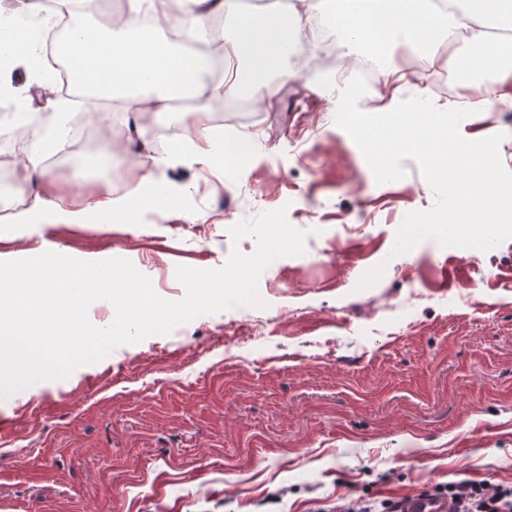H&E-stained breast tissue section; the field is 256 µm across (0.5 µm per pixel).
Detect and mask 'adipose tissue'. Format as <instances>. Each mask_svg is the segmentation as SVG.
Here are the masks:
<instances>
[{"instance_id":"1","label":"adipose tissue","mask_w":512,"mask_h":512,"mask_svg":"<svg viewBox=\"0 0 512 512\" xmlns=\"http://www.w3.org/2000/svg\"><path fill=\"white\" fill-rule=\"evenodd\" d=\"M451 2L452 10L444 12L432 6L430 0H335V19L348 38L376 55L398 47L431 50L441 33L452 27L462 30L465 40L475 48L464 58L463 69L484 75L512 59V37L497 35L498 30H512V0ZM238 17L232 37L221 46L218 57L224 69L216 77L211 74V56L170 41L162 29H141L137 16H128L120 26L104 30L76 24L69 43L94 39L109 57L107 64L91 71L87 88L93 95L123 98L134 116L165 102L192 100V108L181 115L183 125L192 134L164 156L143 148L141 173L128 196L107 193L77 202L59 191L40 159L44 153L67 151L64 127L40 132L41 153L28 156L25 165L22 191L29 205L15 215V223L118 221L156 204V174L171 159L219 170L235 162L244 147L243 137L229 134L214 138L197 128L194 113L206 111L212 100L229 93L254 96L261 77L287 55L300 34L298 26L284 24L272 14ZM17 29L16 23L0 20V49L10 52L13 65L24 68L40 89L52 90L54 83L47 68L38 66L35 47L14 50ZM479 109V104L465 101L451 111L418 106L404 111L349 112L345 118L375 157L399 150H422L433 178L464 187L457 196L451 224H466L467 239H491L502 230L497 222L499 214L512 210V197L504 198L496 189V148L490 142L476 145L453 134L458 113Z\"/></svg>"}]
</instances>
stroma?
I'll list each match as a JSON object with an SVG mask.
<instances>
[{
  "label": "stroma",
  "instance_id": "35a3bbf8",
  "mask_svg": "<svg viewBox=\"0 0 512 512\" xmlns=\"http://www.w3.org/2000/svg\"><path fill=\"white\" fill-rule=\"evenodd\" d=\"M336 43L286 57L259 97H224L213 132L247 136L252 160L220 182L163 169L166 217L0 234L6 261L130 260L168 300L185 294L177 266L255 251L229 235L240 221L284 206L308 234L304 254L262 272L266 308L199 316L0 400V512H327L461 479L512 484V232L485 250L440 229L409 239L456 199L422 152L379 169L343 114L391 101L337 86L357 49ZM388 61L409 72L398 107L445 105L429 55ZM456 134L494 143L512 192V98Z\"/></svg>",
  "mask_w": 512,
  "mask_h": 512
}]
</instances>
